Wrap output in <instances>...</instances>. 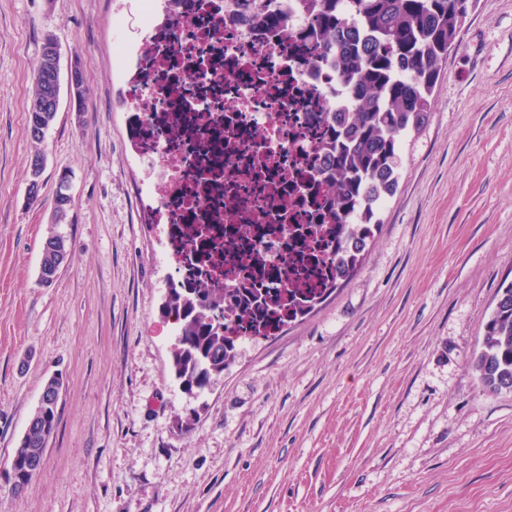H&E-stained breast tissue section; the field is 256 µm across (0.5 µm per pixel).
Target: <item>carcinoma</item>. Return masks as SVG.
Wrapping results in <instances>:
<instances>
[{"mask_svg":"<svg viewBox=\"0 0 512 512\" xmlns=\"http://www.w3.org/2000/svg\"><path fill=\"white\" fill-rule=\"evenodd\" d=\"M316 7L309 27L299 33L310 60H336L342 79L349 83V112L334 117L338 129L327 143L326 162L336 167L332 191L335 208L325 214L333 224H348L366 211L355 253L336 281L345 280L360 263L373 229L380 224L381 207L371 204L374 186L386 197L399 185V149L404 135L422 125L431 111L433 90L448 54L457 44L468 0H309ZM52 76L45 62L34 77L28 110V135L38 145L44 136L35 127L50 128L56 110L49 104ZM65 238L51 227L44 241L39 268L57 265V246ZM223 295L211 288H174L162 306L164 317L185 312L178 324L171 350V367L182 387L200 393L214 373L234 357L236 344L224 327L199 305H221ZM469 366L488 394L512 391V281L501 285L478 348ZM55 418V409L38 406L33 423L21 438L14 457L23 465L44 455V417Z\"/></svg>","mask_w":512,"mask_h":512,"instance_id":"1","label":"carcinoma"}]
</instances>
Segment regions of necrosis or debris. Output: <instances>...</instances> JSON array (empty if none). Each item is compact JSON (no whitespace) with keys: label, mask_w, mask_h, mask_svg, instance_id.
Returning <instances> with one entry per match:
<instances>
[{"label":"necrosis or debris","mask_w":512,"mask_h":512,"mask_svg":"<svg viewBox=\"0 0 512 512\" xmlns=\"http://www.w3.org/2000/svg\"><path fill=\"white\" fill-rule=\"evenodd\" d=\"M138 12V38L118 37L113 55L161 258L181 282L222 288L209 316L254 340L248 291L286 300L317 236L327 278L358 231L305 232L326 198L329 117L347 106L336 68L288 38L307 23L304 0H140Z\"/></svg>","instance_id":"necrosis-or-debris-1"}]
</instances>
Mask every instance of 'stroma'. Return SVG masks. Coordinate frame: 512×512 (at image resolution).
Instances as JSON below:
<instances>
[{"label":"stroma","instance_id":"1","mask_svg":"<svg viewBox=\"0 0 512 512\" xmlns=\"http://www.w3.org/2000/svg\"><path fill=\"white\" fill-rule=\"evenodd\" d=\"M120 14L136 29L132 0H0V512H512V392L468 366L512 280V0H473L361 266L193 396L170 370L172 270L126 137ZM48 35L80 65L84 109L61 93L36 148ZM63 169L69 255L47 287ZM56 373L44 468L17 496L6 473Z\"/></svg>","mask_w":512,"mask_h":512}]
</instances>
